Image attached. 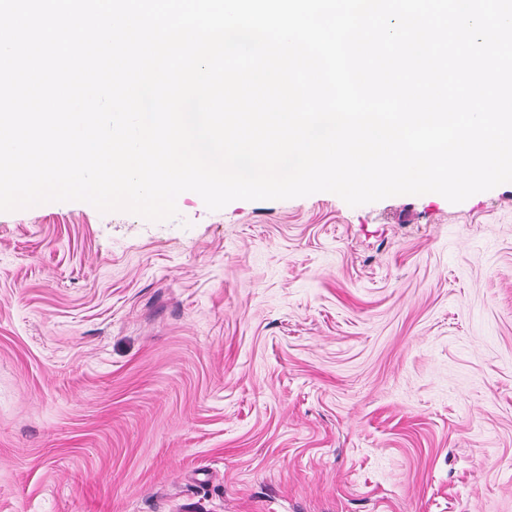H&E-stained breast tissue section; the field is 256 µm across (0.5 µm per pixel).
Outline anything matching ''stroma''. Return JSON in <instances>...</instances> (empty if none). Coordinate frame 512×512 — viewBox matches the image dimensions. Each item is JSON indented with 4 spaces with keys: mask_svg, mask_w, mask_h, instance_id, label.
<instances>
[{
    "mask_svg": "<svg viewBox=\"0 0 512 512\" xmlns=\"http://www.w3.org/2000/svg\"><path fill=\"white\" fill-rule=\"evenodd\" d=\"M0 212V512H512V182Z\"/></svg>",
    "mask_w": 512,
    "mask_h": 512,
    "instance_id": "stroma-1",
    "label": "stroma"
}]
</instances>
